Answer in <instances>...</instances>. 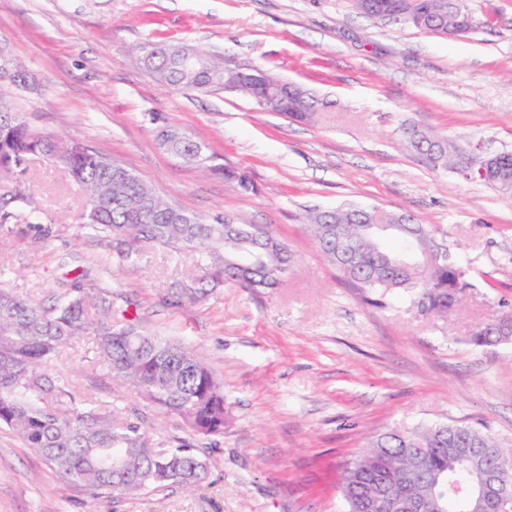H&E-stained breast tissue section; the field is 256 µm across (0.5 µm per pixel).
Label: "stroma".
I'll return each mask as SVG.
<instances>
[{"label": "stroma", "instance_id": "1", "mask_svg": "<svg viewBox=\"0 0 512 512\" xmlns=\"http://www.w3.org/2000/svg\"><path fill=\"white\" fill-rule=\"evenodd\" d=\"M461 39L358 13L349 0H0V45L35 76L16 106L38 128L108 155L207 222L271 226L297 261L271 294L232 284L174 305L199 275L196 252L144 247L128 261L87 231L84 198L36 157L0 220L4 281L54 304L74 278L112 317L203 353L224 382L220 436L194 433L112 379L92 337L48 374L64 406L122 409L157 448L210 449L209 477L138 499L91 498L0 428V512H345L344 469L392 428L465 422L512 451V343L470 336L512 311V193L432 168L406 148L418 126L485 156L512 151V0H466ZM182 42L260 65L310 90L311 122L262 111L236 92L166 89L128 54ZM175 129L202 145L203 173L160 144ZM245 172L253 192L224 179ZM354 203L409 213L453 252L470 283L442 316L409 297L363 302L310 236L309 212Z\"/></svg>", "mask_w": 512, "mask_h": 512}]
</instances>
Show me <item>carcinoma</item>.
<instances>
[{
	"mask_svg": "<svg viewBox=\"0 0 512 512\" xmlns=\"http://www.w3.org/2000/svg\"><path fill=\"white\" fill-rule=\"evenodd\" d=\"M140 64L166 87L220 90L237 81L235 67L223 57L187 44H143L135 48ZM10 71L0 72V181L10 182L26 171L34 157L59 156L70 176L86 195L84 224L103 237H118L125 245L122 259L138 255L146 245H161L176 252L200 251L211 259L198 285L181 289L177 299L199 302L206 298L207 283L231 281L254 291L278 287L291 272L293 257L288 245L264 229L266 249L254 246L241 224H208L193 211L175 206L136 174L108 156L84 145L34 130L23 113L14 110L11 95L16 80L30 84L28 70L7 50ZM408 147L427 157L433 168H454L460 146L444 135L421 129L406 136ZM163 146L186 164L205 168L209 157L196 142L177 131L169 132ZM224 178L245 192L254 185L243 172L224 169ZM308 230L327 260L367 304L381 305L395 294L418 302L427 294L429 310L446 314L464 298L448 285L462 272L448 252L423 272L412 268L400 273L387 259L394 256L386 243L373 237L357 221L356 205L347 203L335 213L317 211L307 216ZM411 232L394 236L403 242L401 254L426 252L433 247L427 226L409 225ZM355 245L347 260L337 245ZM82 336L93 337L98 359L113 377L136 390L150 404L179 417L203 436L224 434L228 410L224 390L203 357L190 347L150 336L132 324L112 320V304L93 298L73 284L59 303L45 307L0 285V425L12 430L35 455L64 480L95 497L136 498L148 489L172 484L195 490L208 474L209 449L182 442L174 448L152 447L148 432L138 422L114 410L80 412L57 402L56 387L45 370ZM479 347L512 341L503 322H493L473 333ZM373 452L357 456L345 469L341 485L348 512L365 489L381 481L396 483L401 491H414L429 499L427 512H481L467 489L480 478L481 465L474 456L497 447L486 433L463 422L438 423L404 431L393 437L386 431L371 439ZM427 448L431 474L439 484L430 488L420 481L410 449Z\"/></svg>",
	"mask_w": 512,
	"mask_h": 512,
	"instance_id": "obj_1",
	"label": "carcinoma"
}]
</instances>
